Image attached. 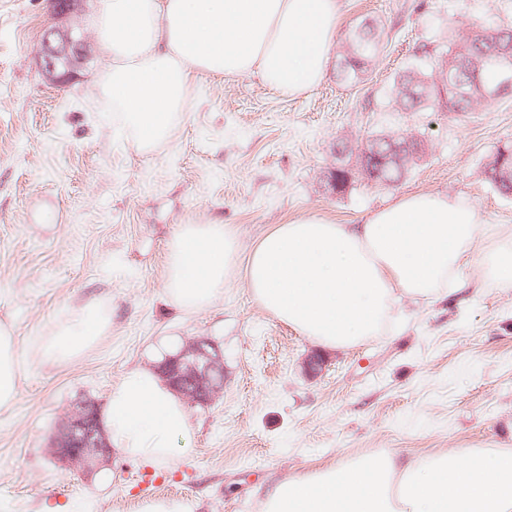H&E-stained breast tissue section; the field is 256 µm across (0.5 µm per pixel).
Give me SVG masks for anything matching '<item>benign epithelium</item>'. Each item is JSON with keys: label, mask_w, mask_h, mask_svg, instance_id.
Here are the masks:
<instances>
[{"label": "benign epithelium", "mask_w": 512, "mask_h": 512, "mask_svg": "<svg viewBox=\"0 0 512 512\" xmlns=\"http://www.w3.org/2000/svg\"><path fill=\"white\" fill-rule=\"evenodd\" d=\"M37 55L46 77L64 87L87 58V45L80 32L52 26L45 30ZM492 55L499 65L498 82L486 92L488 97L512 90V53L497 49ZM159 371L180 396L194 405L210 404L223 387V382L215 379L216 373L224 371L223 359L207 340L186 342L165 359ZM50 453L68 469H88L110 458L112 447L99 423L95 404L83 403L64 418Z\"/></svg>", "instance_id": "benign-epithelium-1"}]
</instances>
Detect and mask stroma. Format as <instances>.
Segmentation results:
<instances>
[{
    "instance_id": "35a3bbf8",
    "label": "stroma",
    "mask_w": 512,
    "mask_h": 512,
    "mask_svg": "<svg viewBox=\"0 0 512 512\" xmlns=\"http://www.w3.org/2000/svg\"><path fill=\"white\" fill-rule=\"evenodd\" d=\"M98 4L83 0L66 20L88 56L59 87L36 55L54 23L49 0H0V324L24 363L18 399L0 411V512H140L160 498L258 512L271 484L355 456L512 448V288L489 283L481 263L452 299H402L385 335L326 352L260 308L242 277L196 313L163 293L182 224L235 225L245 252L290 219L357 224L422 191L466 198L482 221L512 228V198L486 174L512 145V93L465 114L380 109L423 44L446 43L457 26L510 28L512 0H341V37L365 21L382 32L360 80L331 74L291 98L254 76L200 77L169 138L147 152L113 122L96 82L106 66L91 24ZM383 131L422 138L419 166L394 187L358 178L335 193L337 138L359 146ZM100 298L112 310L103 340L67 364L36 359L39 336ZM193 338L219 345L224 386L188 409L191 454L154 465L116 452L92 474L55 464L49 448L67 413L103 405L128 369L157 367ZM315 353L325 366L306 374Z\"/></svg>"
}]
</instances>
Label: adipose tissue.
I'll return each mask as SVG.
<instances>
[{"label":"adipose tissue","mask_w":512,"mask_h":512,"mask_svg":"<svg viewBox=\"0 0 512 512\" xmlns=\"http://www.w3.org/2000/svg\"><path fill=\"white\" fill-rule=\"evenodd\" d=\"M339 0H99L92 19L108 62L98 82L142 149L167 139L200 75H253L271 91L310 93L325 79L340 32ZM486 242L475 256L477 242ZM481 259L491 283L512 288V228L441 193H406L359 224L309 215L278 224L240 254L231 224H183L167 247L164 294L187 313L209 308L235 276L277 320L331 350L383 335L401 298L440 302ZM111 329L103 300L74 307L35 344L61 364ZM22 363L0 325V409L18 395ZM101 420L112 447L149 463L189 443L181 398L158 372L126 371ZM259 512H512V448H468L417 458L373 453L273 485Z\"/></svg>","instance_id":"adipose-tissue-1"}]
</instances>
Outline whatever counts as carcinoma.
<instances>
[{
  "label": "carcinoma",
  "instance_id": "carcinoma-1",
  "mask_svg": "<svg viewBox=\"0 0 512 512\" xmlns=\"http://www.w3.org/2000/svg\"><path fill=\"white\" fill-rule=\"evenodd\" d=\"M381 34L368 23L354 31L339 54L337 76L345 81H356L376 55ZM512 39L510 28H483L467 33H448V45L432 48L423 45L416 62L399 74L388 95L386 108L390 112H471L489 104L483 90L492 87L497 79V68L492 58L485 55L496 42ZM347 153H356L355 167H336V179L342 194L356 176L377 185L390 187L419 165L424 154V140L398 134H376L368 138L362 148L353 150L349 142ZM401 148L399 159L387 158L390 147ZM487 176L493 188L503 197H512V147L496 151L487 164Z\"/></svg>",
  "mask_w": 512,
  "mask_h": 512
}]
</instances>
